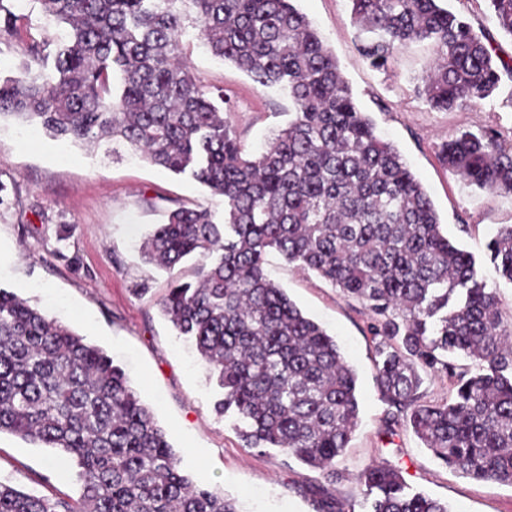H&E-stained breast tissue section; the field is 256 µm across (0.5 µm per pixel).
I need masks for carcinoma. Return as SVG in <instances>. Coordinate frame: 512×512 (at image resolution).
<instances>
[{
	"mask_svg": "<svg viewBox=\"0 0 512 512\" xmlns=\"http://www.w3.org/2000/svg\"><path fill=\"white\" fill-rule=\"evenodd\" d=\"M66 25L28 49L32 60L0 79V119L39 125L53 138L128 145L142 160L188 175L224 197V221L179 207L143 242L170 273L162 314L191 340L253 448H279L336 482L358 425L357 376L334 337L305 316L266 273L280 254L364 305L375 341V380L386 432L410 427L443 465L512 485V328L497 289L472 254L442 230L432 200L397 148L356 103L336 57L294 0H37ZM361 52L375 70L416 42L435 48L422 95L451 111L512 81V63L440 0H349ZM512 38V0H485ZM192 9L203 44L262 87L288 93L293 117L258 153L245 151L223 107L183 63ZM52 65H47L48 60ZM445 168L492 194H512V143L486 129L442 142ZM512 285V225L487 244ZM210 263L171 275L195 254ZM462 356L476 371L458 370ZM454 395L426 402L421 371ZM79 468L78 500H52L0 482V512H240L180 459L153 409L122 368L69 325L0 288V433ZM366 512H449L413 492L400 470L357 475ZM315 512H354L327 489Z\"/></svg>",
	"mask_w": 512,
	"mask_h": 512,
	"instance_id": "obj_1",
	"label": "carcinoma"
}]
</instances>
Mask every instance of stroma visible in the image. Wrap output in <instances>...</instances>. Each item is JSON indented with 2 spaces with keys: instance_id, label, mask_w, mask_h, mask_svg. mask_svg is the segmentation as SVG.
<instances>
[{
  "instance_id": "35a3bbf8",
  "label": "stroma",
  "mask_w": 512,
  "mask_h": 512,
  "mask_svg": "<svg viewBox=\"0 0 512 512\" xmlns=\"http://www.w3.org/2000/svg\"><path fill=\"white\" fill-rule=\"evenodd\" d=\"M475 32L490 35L512 56V39L496 28L485 0H443ZM335 55L362 109L392 141L429 193L443 231L470 252L489 287L498 291L504 322L512 323V285L502 283L487 256L496 230L512 224V195L489 194L446 170L438 146L461 131H499L512 141V82L489 98L449 112L431 110L417 92L434 49L411 44L388 70L371 68L350 21L348 0H296ZM27 28L0 26V72L26 61L29 44L58 36L61 25L46 17L38 0H22ZM199 29L187 23L182 36L190 69L207 90L235 103L225 120L247 150L262 148L285 126L293 109L287 95L254 83L207 50ZM0 288L72 326L124 366L132 385L150 405L180 456V467L214 493L236 499L240 512H314L311 489L330 486L338 500L364 512L355 480L366 465L398 466L412 491L446 502L450 512H512V486L475 481L453 472L422 448L411 428L400 425L385 438L387 406L375 381L369 313L313 272L268 257L272 279L292 301L336 337L358 374L360 414L336 482L276 448H250L233 414L217 415L213 391L195 348L179 338L160 311L170 275L192 278L203 257L166 273L141 255L145 236L180 205L224 216V199L187 176L102 144L89 150L11 118L0 120ZM0 482L49 498H78L75 469L60 465L51 448L0 434Z\"/></svg>"
}]
</instances>
